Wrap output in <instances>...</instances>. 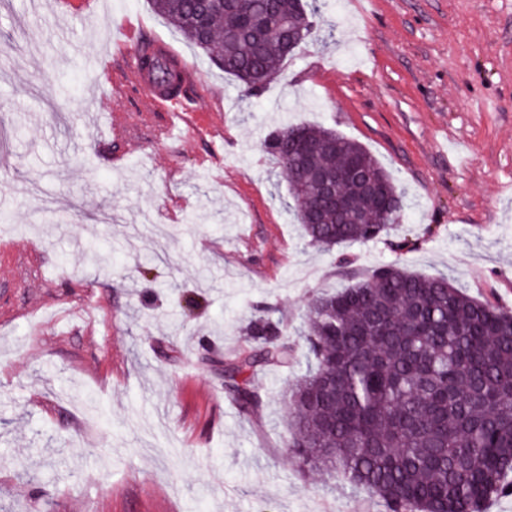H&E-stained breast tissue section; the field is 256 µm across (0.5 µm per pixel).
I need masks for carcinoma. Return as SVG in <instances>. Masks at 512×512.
<instances>
[{
  "label": "carcinoma",
  "mask_w": 512,
  "mask_h": 512,
  "mask_svg": "<svg viewBox=\"0 0 512 512\" xmlns=\"http://www.w3.org/2000/svg\"><path fill=\"white\" fill-rule=\"evenodd\" d=\"M154 10L195 48L257 93L288 57L278 30L288 22L310 39L324 0H241L205 10L200 0H151ZM162 85L180 79L158 56L140 58ZM264 149L277 161L310 246L366 243L401 221L402 197L382 166L357 142L323 126H284ZM358 164L399 202L385 208L356 182L340 193L357 211L350 224L327 210L310 224L314 189L307 172ZM263 344L229 370L225 387L244 414L259 403L250 374L286 366L293 349L268 315L243 328ZM299 336L309 362L285 400L292 456L316 473L367 490L386 512H482L512 494V315L457 288L446 275L423 276L396 264L352 285L314 296Z\"/></svg>",
  "instance_id": "obj_1"
}]
</instances>
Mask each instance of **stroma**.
Listing matches in <instances>:
<instances>
[{"mask_svg":"<svg viewBox=\"0 0 512 512\" xmlns=\"http://www.w3.org/2000/svg\"><path fill=\"white\" fill-rule=\"evenodd\" d=\"M130 26L193 65L197 132L158 136L99 74ZM317 27L249 97L150 0H0V512H385L284 447L295 332L393 262L512 313V0H328ZM287 123L361 144L401 222L306 245L263 149ZM268 308L295 360L245 415L224 362Z\"/></svg>","mask_w":512,"mask_h":512,"instance_id":"35a3bbf8","label":"stroma"}]
</instances>
